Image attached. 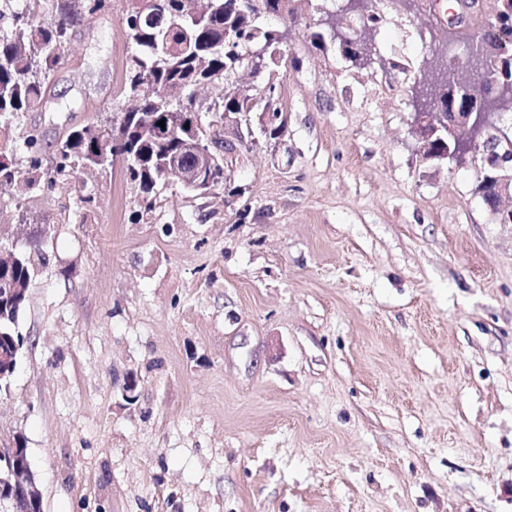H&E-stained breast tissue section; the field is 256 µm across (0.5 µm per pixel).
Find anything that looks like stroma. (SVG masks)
<instances>
[{
  "instance_id": "stroma-1",
  "label": "stroma",
  "mask_w": 512,
  "mask_h": 512,
  "mask_svg": "<svg viewBox=\"0 0 512 512\" xmlns=\"http://www.w3.org/2000/svg\"><path fill=\"white\" fill-rule=\"evenodd\" d=\"M374 60L289 28L277 153L234 155L242 195L144 204L122 162L56 182L14 152L0 225L48 226L0 435L44 512H512V224L473 169L423 164L410 101L427 0H380ZM124 0L74 29L42 111L43 167L118 117ZM137 398L122 397L127 375Z\"/></svg>"
}]
</instances>
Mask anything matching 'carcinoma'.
I'll list each match as a JSON object with an SVG mask.
<instances>
[{"mask_svg":"<svg viewBox=\"0 0 512 512\" xmlns=\"http://www.w3.org/2000/svg\"><path fill=\"white\" fill-rule=\"evenodd\" d=\"M47 5L50 14L33 20L31 3ZM125 23L132 52L128 58L123 92L128 99L125 123H87L72 130L61 142L56 172L61 173L78 162L86 170L99 169L90 151L93 129L105 132L111 140V160L126 164L130 179L141 192L157 194L177 183L168 173V158H174L180 170H197L234 197L229 161L217 155V163L185 147L181 141L182 120L202 114L203 126L211 115L224 112H282L280 92L274 75L282 67V30L267 22L277 12L278 0H258L247 6L243 0H156L153 15L138 13L141 0H126ZM0 0V124L23 112H35L46 105L47 82L64 57L66 44L78 22L95 15L102 0H20L7 9ZM482 65L488 87L512 86V0H497L492 21L480 29ZM264 48L262 57H250V51ZM473 61L457 58L448 66L450 104L477 111L476 103L454 89L458 79L472 73ZM266 81L262 100L251 94L232 92L234 83L245 72ZM201 85L217 90L211 99L200 103L194 97ZM152 118L146 127L137 117ZM165 120L170 129L160 134L157 122ZM14 152L11 144H0V186L14 181V173L4 163ZM35 274L31 258L0 272V291L13 284L24 285ZM22 334L11 321H0V349H23Z\"/></svg>","mask_w":512,"mask_h":512,"instance_id":"carcinoma-1","label":"carcinoma"}]
</instances>
